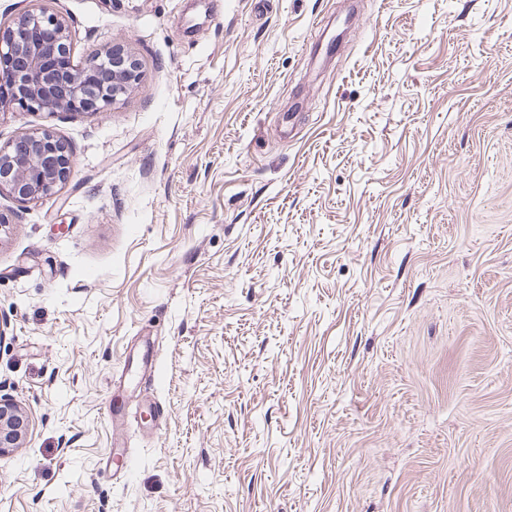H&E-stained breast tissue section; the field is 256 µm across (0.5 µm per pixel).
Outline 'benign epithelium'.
<instances>
[{
	"mask_svg": "<svg viewBox=\"0 0 512 512\" xmlns=\"http://www.w3.org/2000/svg\"><path fill=\"white\" fill-rule=\"evenodd\" d=\"M65 20L46 11L21 16L0 41V112H102L139 77L134 55L118 47L81 66L70 63ZM68 146L43 129L0 145V194L23 205L56 192L69 178ZM28 419L0 398V453L22 445Z\"/></svg>",
	"mask_w": 512,
	"mask_h": 512,
	"instance_id": "benign-epithelium-1",
	"label": "benign epithelium"
}]
</instances>
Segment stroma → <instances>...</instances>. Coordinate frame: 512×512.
Wrapping results in <instances>:
<instances>
[{
    "label": "stroma",
    "instance_id": "1",
    "mask_svg": "<svg viewBox=\"0 0 512 512\" xmlns=\"http://www.w3.org/2000/svg\"><path fill=\"white\" fill-rule=\"evenodd\" d=\"M39 10L140 78L0 117L72 155L0 195V512H512V0ZM28 431V419L17 404L0 396V453L22 445Z\"/></svg>",
    "mask_w": 512,
    "mask_h": 512
}]
</instances>
